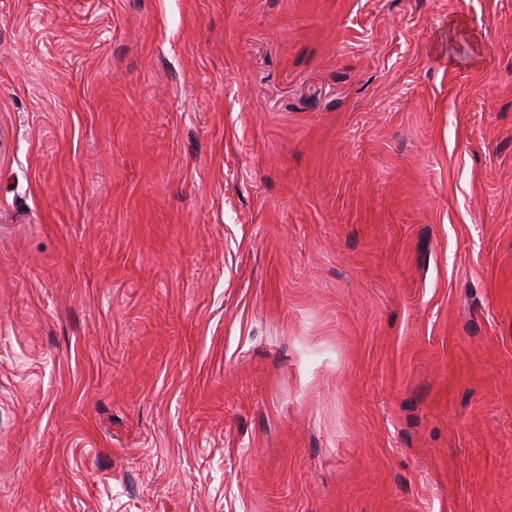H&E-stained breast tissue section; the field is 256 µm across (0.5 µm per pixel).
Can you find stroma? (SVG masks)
<instances>
[{
  "label": "stroma",
  "instance_id": "35a3bbf8",
  "mask_svg": "<svg viewBox=\"0 0 512 512\" xmlns=\"http://www.w3.org/2000/svg\"><path fill=\"white\" fill-rule=\"evenodd\" d=\"M0 512H512V0H0Z\"/></svg>",
  "mask_w": 512,
  "mask_h": 512
}]
</instances>
